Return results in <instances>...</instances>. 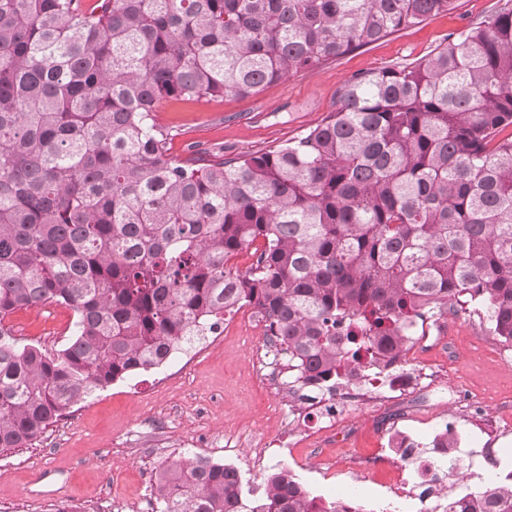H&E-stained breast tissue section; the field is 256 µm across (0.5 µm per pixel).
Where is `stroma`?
I'll return each mask as SVG.
<instances>
[{
    "mask_svg": "<svg viewBox=\"0 0 512 512\" xmlns=\"http://www.w3.org/2000/svg\"><path fill=\"white\" fill-rule=\"evenodd\" d=\"M494 2L458 0L453 13L431 17L257 94L209 103L168 102L155 119L170 128L169 152L180 158L200 150L246 155L280 146L335 110L346 79L425 57L449 34L484 18ZM6 323L23 342L47 349L59 348L72 334L63 305L56 303L17 311ZM479 323L473 312L451 315L440 346L404 357L403 370L421 372V385L380 406L349 411L336 437L272 448L262 458L248 438L282 432L291 420L288 375L283 360L258 353L245 326L229 327L221 345L191 350L116 381L73 407L31 445L0 452V512H56L72 504L81 512H148L140 496L144 480L154 477L162 463L194 455L235 467L256 498L267 475L285 467L313 494L331 499L350 493L371 510L383 500L380 485L390 477L389 465L380 460L388 436L410 433L419 459L428 455L436 430L448 424L459 432L457 453L463 459L485 446L496 448L492 476L503 480L512 473V362L497 358L476 337ZM169 373L176 376L174 387L160 392L157 382ZM473 389L491 395L477 409L464 398ZM276 405L282 410L277 420L267 415ZM152 428L166 437L165 447H126L129 435ZM239 433L245 440L233 453L214 447V440ZM339 458L351 463L352 472H328ZM43 470L57 472L58 493L31 497L29 484Z\"/></svg>",
    "mask_w": 512,
    "mask_h": 512,
    "instance_id": "obj_1",
    "label": "stroma"
}]
</instances>
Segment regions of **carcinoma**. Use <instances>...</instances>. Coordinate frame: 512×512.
Returning a JSON list of instances; mask_svg holds the SVG:
<instances>
[{"label":"carcinoma","instance_id":"obj_1","mask_svg":"<svg viewBox=\"0 0 512 512\" xmlns=\"http://www.w3.org/2000/svg\"><path fill=\"white\" fill-rule=\"evenodd\" d=\"M458 0H0V322L69 306L58 350L0 327V450L156 369L244 303L291 382L332 396L398 362L426 316L483 312L512 346V7L423 59L354 76L336 110L245 156L179 160L154 113L249 96ZM254 248L244 272L228 265ZM156 512H341L281 468L249 498L208 458ZM446 512H512L492 480Z\"/></svg>","mask_w":512,"mask_h":512}]
</instances>
